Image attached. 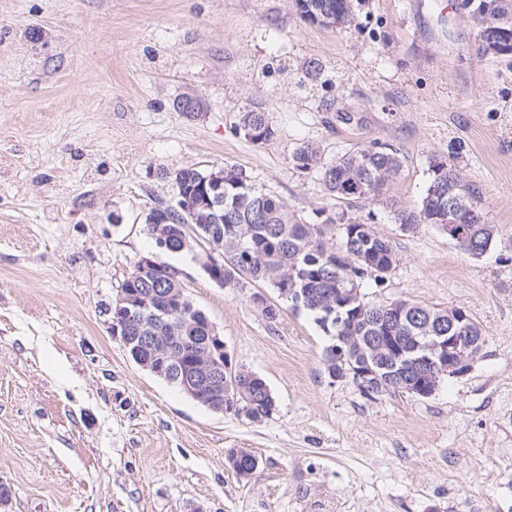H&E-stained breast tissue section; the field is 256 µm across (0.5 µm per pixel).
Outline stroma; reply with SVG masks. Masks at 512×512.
<instances>
[{
	"instance_id": "35a3bbf8",
	"label": "stroma",
	"mask_w": 512,
	"mask_h": 512,
	"mask_svg": "<svg viewBox=\"0 0 512 512\" xmlns=\"http://www.w3.org/2000/svg\"><path fill=\"white\" fill-rule=\"evenodd\" d=\"M8 29L35 39L0 75L5 512H512V61L483 51L461 0H366L345 30L294 0H0ZM309 58L336 76L332 106L297 85ZM185 95L199 110L176 109ZM253 102L276 128L264 144L234 130ZM304 143L328 158L397 150L390 193L406 206L430 157L452 159L497 246L474 258L434 226L329 195L294 167ZM227 164L302 221L342 212L389 240L395 266L365 279V301L464 307L485 339L469 373L428 398L368 401L329 377L310 313L216 283L199 247L164 259L275 412L215 413L136 364L110 307L156 250L146 216L176 203L168 172ZM240 449L259 461L248 480L228 463Z\"/></svg>"
}]
</instances>
